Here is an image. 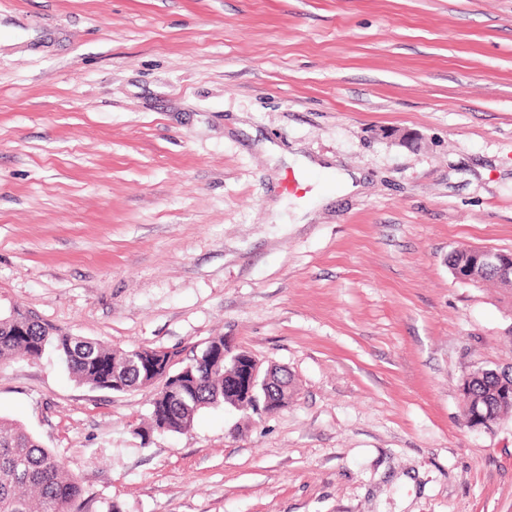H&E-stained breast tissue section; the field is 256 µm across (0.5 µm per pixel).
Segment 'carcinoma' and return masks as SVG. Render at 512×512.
Here are the masks:
<instances>
[{
  "instance_id": "carcinoma-1",
  "label": "carcinoma",
  "mask_w": 512,
  "mask_h": 512,
  "mask_svg": "<svg viewBox=\"0 0 512 512\" xmlns=\"http://www.w3.org/2000/svg\"><path fill=\"white\" fill-rule=\"evenodd\" d=\"M450 271L460 270L475 285L495 282L512 288V280L498 277L476 262L469 248L448 253ZM53 352L80 385L127 391L145 385L143 371L132 349L74 336L37 317L13 309L0 316V361L17 356L37 360ZM231 364L198 353L169 374L179 388L157 392L151 401V428L183 433L197 414L224 404V374ZM117 377H112V373ZM467 419L472 427L490 430L512 418V371L477 367L463 379ZM0 512H93L78 479L59 458L21 425L0 419Z\"/></svg>"
}]
</instances>
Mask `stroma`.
<instances>
[{
	"instance_id": "stroma-1",
	"label": "stroma",
	"mask_w": 512,
	"mask_h": 512,
	"mask_svg": "<svg viewBox=\"0 0 512 512\" xmlns=\"http://www.w3.org/2000/svg\"><path fill=\"white\" fill-rule=\"evenodd\" d=\"M476 246L512 251V0H0V313L295 381L149 434L153 389L0 362L98 512H512V420L463 419L512 366V289L448 269ZM468 427L491 430L512 418V371L477 367L463 379ZM461 385V386H462Z\"/></svg>"
}]
</instances>
